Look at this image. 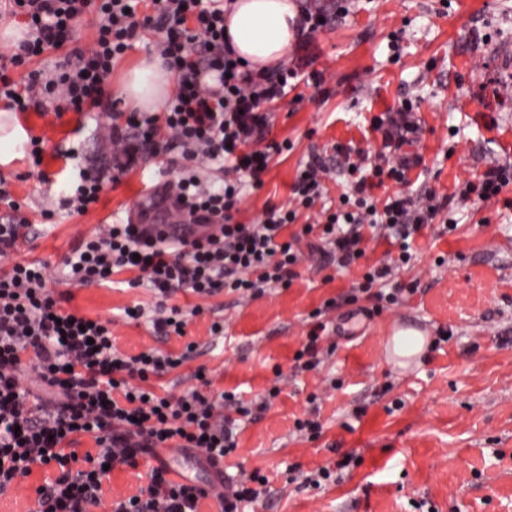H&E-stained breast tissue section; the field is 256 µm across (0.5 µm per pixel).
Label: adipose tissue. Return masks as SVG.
<instances>
[{"label":"adipose tissue","mask_w":512,"mask_h":512,"mask_svg":"<svg viewBox=\"0 0 512 512\" xmlns=\"http://www.w3.org/2000/svg\"><path fill=\"white\" fill-rule=\"evenodd\" d=\"M300 7L296 0H230L224 7V34L249 68L262 70L281 63L299 38ZM174 79L160 60L142 57L119 86L124 103L139 112L160 111Z\"/></svg>","instance_id":"obj_1"}]
</instances>
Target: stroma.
I'll use <instances>...</instances> for the list:
<instances>
[{
	"instance_id": "1",
	"label": "stroma",
	"mask_w": 512,
	"mask_h": 512,
	"mask_svg": "<svg viewBox=\"0 0 512 512\" xmlns=\"http://www.w3.org/2000/svg\"><path fill=\"white\" fill-rule=\"evenodd\" d=\"M288 60H310L314 80L297 84L274 107L272 139L288 142L275 156L261 188L248 190L240 218L256 219L266 204L292 206L291 185L311 153L333 155L321 172V197L297 209L292 231L323 222L349 189L350 166L370 169L390 157L373 119L412 100L417 158L409 182L374 189L375 205L403 191L417 205L426 191L446 198V221H434L412 241L413 259L394 267L396 247L363 228L365 254L336 268L308 239L290 288L252 296L221 293L197 300L178 295L184 309L202 305L186 339L153 335L147 322L121 319L124 306L153 308L146 288L124 284L72 288L71 307L111 320L119 352L176 350L196 342L195 358L161 381L179 393L206 368L218 391L243 404L278 395L241 425L226 471L242 480L261 470L265 494L247 512H411L426 502L433 512H512V185L493 199L463 198L459 187L483 172L512 170V0H347L344 14L300 45ZM25 140L0 151V218L25 221L29 236L18 255L57 265L78 240L106 220L178 224L181 216L162 195L185 161L147 159L106 183L85 215L56 210L75 179L77 161L112 163L101 131L104 112H21ZM44 140L34 164L27 139ZM454 230H447V223ZM393 266L389 287L405 289L398 304L374 312L372 293L344 297L371 266ZM328 329L318 364L295 361L315 309ZM224 321V337L210 334ZM423 324L428 345L418 360H391L395 327ZM319 419L323 432H299L298 419ZM351 457L334 482L316 488V469Z\"/></svg>"
}]
</instances>
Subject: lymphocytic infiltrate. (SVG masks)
<instances>
[{
  "mask_svg": "<svg viewBox=\"0 0 512 512\" xmlns=\"http://www.w3.org/2000/svg\"><path fill=\"white\" fill-rule=\"evenodd\" d=\"M11 16L22 19V40L0 54V97L20 112L53 108L56 114L113 110L108 92L114 63L147 30L160 33L156 51L173 73L177 91L160 112L128 113L116 138L130 139L120 173L139 160L179 153L188 160L175 183L174 206L189 222L213 225L208 234L175 240L143 233L135 224H105L81 239L62 260L66 285H102L115 273L130 270L131 288L150 289L153 311L124 307V317L148 319L155 335L185 339L189 315L173 299L190 293L211 297L220 292H262L289 287L299 261L284 229L297 212L266 206L253 222L238 220L245 187H259L283 146L267 142L272 104L282 99L297 69L285 66L256 76L246 71L224 39V0H152L153 11L140 13L139 0H6ZM90 18L95 39L73 49L48 75L30 71V61L70 40L78 21ZM228 171V179H203L197 165ZM409 157L398 156L360 176L344 194L339 210L328 213L321 228L306 224L302 234H318L326 257L337 267L356 264L364 255L363 226L384 230L398 246L399 264L411 259L413 235L446 208V200L416 206L411 196H388L383 208L371 191L392 180L407 183ZM103 168L84 165L61 204L84 215L100 201ZM23 234L14 219L0 223V495L34 468L54 475L36 489V512H198L207 486L192 480L174 483L159 460L161 448L186 453L204 449L202 462L224 485L219 512H242L264 494L267 475L254 473L240 484L224 471L235 452V421L251 408L234 395L214 392L207 376L183 394L157 393L155 381L192 359L197 345L179 351L149 349L120 353L112 342V323L66 307V295L54 294L48 263L16 257ZM96 451L78 454L82 439ZM147 462L148 483L139 494L104 505L102 480L107 469Z\"/></svg>",
  "mask_w": 512,
  "mask_h": 512,
  "instance_id": "obj_1",
  "label": "lymphocytic infiltrate"
}]
</instances>
